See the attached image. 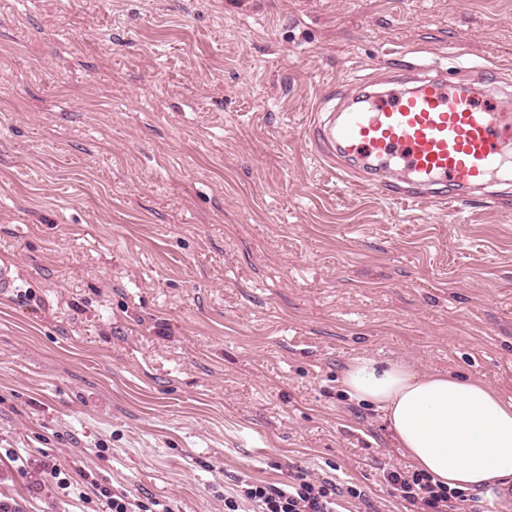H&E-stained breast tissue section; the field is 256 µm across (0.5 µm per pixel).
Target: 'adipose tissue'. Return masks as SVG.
Instances as JSON below:
<instances>
[{"instance_id": "obj_1", "label": "adipose tissue", "mask_w": 512, "mask_h": 512, "mask_svg": "<svg viewBox=\"0 0 512 512\" xmlns=\"http://www.w3.org/2000/svg\"><path fill=\"white\" fill-rule=\"evenodd\" d=\"M340 384L381 410L402 455L443 486L469 490L512 477V398L482 380L361 356Z\"/></svg>"}]
</instances>
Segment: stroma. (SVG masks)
<instances>
[{
	"instance_id": "stroma-1",
	"label": "stroma",
	"mask_w": 512,
	"mask_h": 512,
	"mask_svg": "<svg viewBox=\"0 0 512 512\" xmlns=\"http://www.w3.org/2000/svg\"><path fill=\"white\" fill-rule=\"evenodd\" d=\"M403 64L512 87V0H0L1 502L224 512L233 476L304 469L407 512L348 363L512 398V206L414 208L308 154L330 94ZM101 495L107 499V506L110 512H171V509L160 502L147 503L133 500L126 493L118 492L112 494L107 489L101 491ZM162 506V510H152L153 507ZM137 509V510H136Z\"/></svg>"
}]
</instances>
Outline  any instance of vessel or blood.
<instances>
[{"label": "vessel or blood", "instance_id": "b4317fda", "mask_svg": "<svg viewBox=\"0 0 512 512\" xmlns=\"http://www.w3.org/2000/svg\"><path fill=\"white\" fill-rule=\"evenodd\" d=\"M399 83L357 88L337 110L312 114L306 136L334 175L425 204L512 185V92L485 98L427 67Z\"/></svg>", "mask_w": 512, "mask_h": 512}]
</instances>
